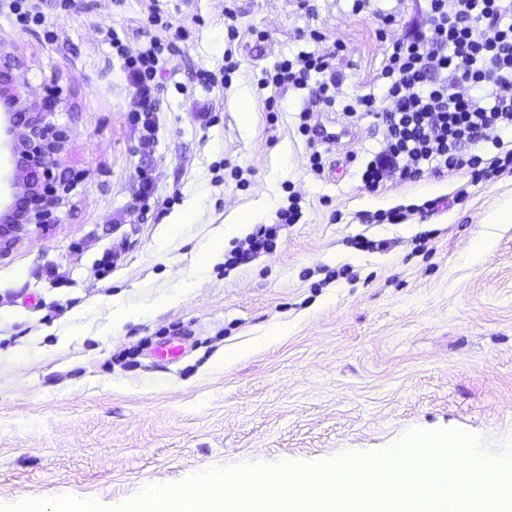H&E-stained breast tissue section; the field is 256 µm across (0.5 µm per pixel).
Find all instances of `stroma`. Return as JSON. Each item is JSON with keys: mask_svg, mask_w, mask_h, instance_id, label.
Wrapping results in <instances>:
<instances>
[{"mask_svg": "<svg viewBox=\"0 0 512 512\" xmlns=\"http://www.w3.org/2000/svg\"><path fill=\"white\" fill-rule=\"evenodd\" d=\"M41 7L44 26L21 32L0 0V36L69 129L63 174L76 186L57 224L0 261V512H132L144 490L203 473L376 462L417 434H464L477 454L512 458V222L484 221L512 201V177L428 171L369 192L361 169L382 129L343 111L357 137L324 151L335 172L314 175L299 115L326 105L261 83L339 41L343 100L380 93L379 32L427 34L425 0L358 13L353 0H236L231 18L224 0ZM110 28L133 50L150 36L174 45L152 147ZM292 194L302 217L272 251L200 264L221 226L274 223ZM187 207L193 222L170 232ZM400 207L413 210L405 223L371 219ZM479 236L491 244L480 257ZM363 238L387 246L359 249ZM127 306L137 316L115 325Z\"/></svg>", "mask_w": 512, "mask_h": 512, "instance_id": "obj_1", "label": "stroma"}]
</instances>
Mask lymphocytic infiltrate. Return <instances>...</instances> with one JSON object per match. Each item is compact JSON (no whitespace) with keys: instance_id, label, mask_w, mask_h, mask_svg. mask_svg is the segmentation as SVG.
<instances>
[{"instance_id":"obj_1","label":"lymphocytic infiltrate","mask_w":512,"mask_h":512,"mask_svg":"<svg viewBox=\"0 0 512 512\" xmlns=\"http://www.w3.org/2000/svg\"><path fill=\"white\" fill-rule=\"evenodd\" d=\"M427 38L390 37L382 93L360 96L364 116L383 130V145L366 162L361 181L375 192L390 181H411L425 170L469 171L472 181L512 177V148L498 133L512 130V0H427ZM112 46L135 87L143 127L153 131L156 65L166 46L151 39L137 54ZM342 44L283 60L267 81L298 87L318 74L316 94L333 105L341 78L333 61ZM489 143L495 155H468L466 146ZM274 224H260L232 250L228 265L271 250L281 226L299 218L296 206L279 210Z\"/></svg>"}]
</instances>
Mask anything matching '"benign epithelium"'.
Returning <instances> with one entry per match:
<instances>
[{
    "label": "benign epithelium",
    "instance_id": "benign-epithelium-1",
    "mask_svg": "<svg viewBox=\"0 0 512 512\" xmlns=\"http://www.w3.org/2000/svg\"><path fill=\"white\" fill-rule=\"evenodd\" d=\"M29 67L15 43L0 37V261L32 232L58 221L74 182L55 179L69 142L68 131L52 121L53 111L32 98Z\"/></svg>",
    "mask_w": 512,
    "mask_h": 512
}]
</instances>
